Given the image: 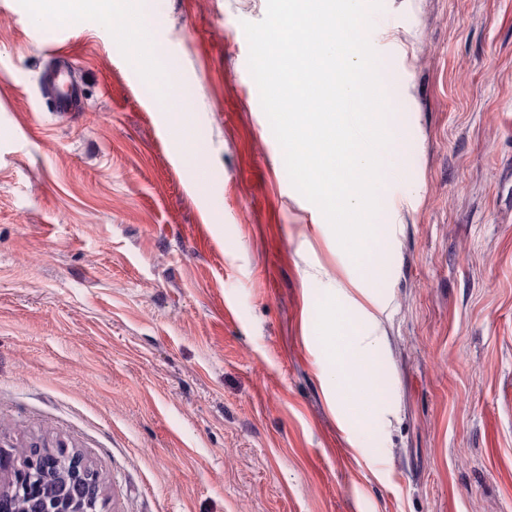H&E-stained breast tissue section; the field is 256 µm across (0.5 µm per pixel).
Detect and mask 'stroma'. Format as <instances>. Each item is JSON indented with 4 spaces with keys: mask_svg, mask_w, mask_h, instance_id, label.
Returning <instances> with one entry per match:
<instances>
[{
    "mask_svg": "<svg viewBox=\"0 0 512 512\" xmlns=\"http://www.w3.org/2000/svg\"><path fill=\"white\" fill-rule=\"evenodd\" d=\"M154 4L114 0L112 29L0 0V448L80 453L105 512H512V0H382L358 261L261 107L242 24L266 0ZM329 302L375 340L341 395ZM61 62L60 69L53 72H45L42 81L43 86H51L57 90L55 96H47L51 103V112H71L74 105L75 91L72 88H64L62 85L61 77L66 68H69L68 61L62 56L58 55Z\"/></svg>",
    "mask_w": 512,
    "mask_h": 512,
    "instance_id": "obj_1",
    "label": "stroma"
}]
</instances>
